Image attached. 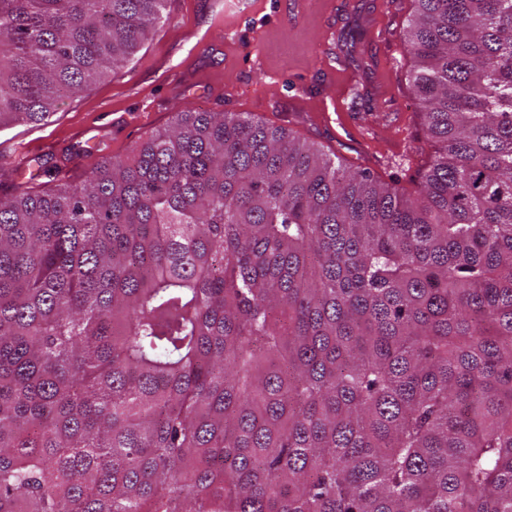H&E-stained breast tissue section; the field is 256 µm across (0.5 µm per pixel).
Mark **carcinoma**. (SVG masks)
<instances>
[{"label":"carcinoma","instance_id":"1","mask_svg":"<svg viewBox=\"0 0 512 512\" xmlns=\"http://www.w3.org/2000/svg\"><path fill=\"white\" fill-rule=\"evenodd\" d=\"M168 0H0V128ZM406 194L182 112L0 198V512H512V0H412Z\"/></svg>","mask_w":512,"mask_h":512}]
</instances>
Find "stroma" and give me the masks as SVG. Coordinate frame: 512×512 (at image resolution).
<instances>
[{"label": "stroma", "mask_w": 512, "mask_h": 512, "mask_svg": "<svg viewBox=\"0 0 512 512\" xmlns=\"http://www.w3.org/2000/svg\"><path fill=\"white\" fill-rule=\"evenodd\" d=\"M169 0L123 67L60 101L47 120L0 129V196L77 184L126 157L180 112H248L297 132L333 160L413 190L428 145L408 86L410 0ZM28 148V169L13 164Z\"/></svg>", "instance_id": "stroma-1"}]
</instances>
